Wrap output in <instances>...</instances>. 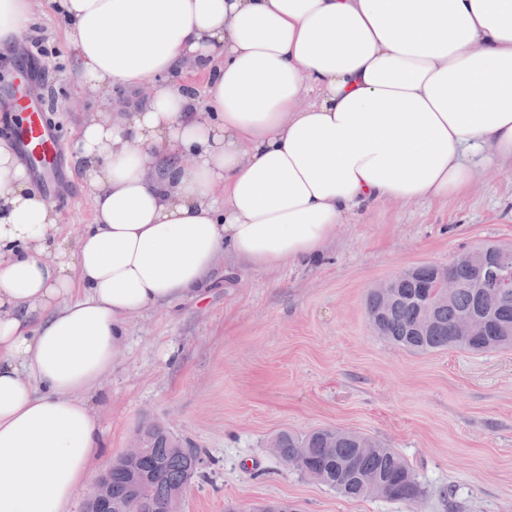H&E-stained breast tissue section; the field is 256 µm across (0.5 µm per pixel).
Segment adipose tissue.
Returning a JSON list of instances; mask_svg holds the SVG:
<instances>
[{
    "label": "adipose tissue",
    "mask_w": 512,
    "mask_h": 512,
    "mask_svg": "<svg viewBox=\"0 0 512 512\" xmlns=\"http://www.w3.org/2000/svg\"><path fill=\"white\" fill-rule=\"evenodd\" d=\"M49 4L97 96L75 157L94 222L59 242L0 144V512H70L128 322L197 293L219 255L314 258L360 210L512 161V0ZM116 87L145 95L113 113Z\"/></svg>",
    "instance_id": "obj_1"
}]
</instances>
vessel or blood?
<instances>
[{
    "instance_id": "obj_1",
    "label": "vessel or blood",
    "mask_w": 512,
    "mask_h": 512,
    "mask_svg": "<svg viewBox=\"0 0 512 512\" xmlns=\"http://www.w3.org/2000/svg\"><path fill=\"white\" fill-rule=\"evenodd\" d=\"M41 107L32 124L18 123L16 114L21 105L18 100L0 98V127L9 129L24 162L30 166L36 184L54 201L64 204L70 199L63 171L64 149L55 120L44 106L45 95H38Z\"/></svg>"
}]
</instances>
